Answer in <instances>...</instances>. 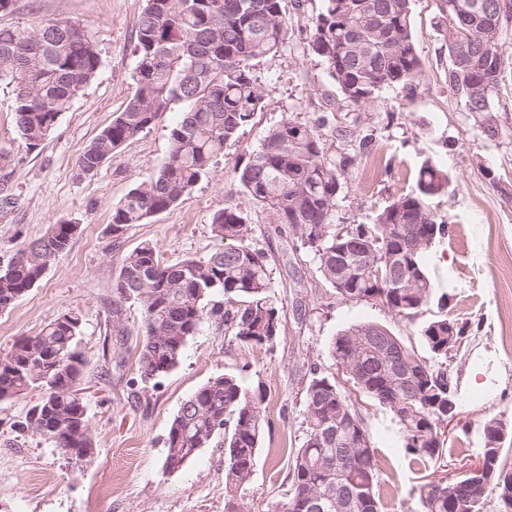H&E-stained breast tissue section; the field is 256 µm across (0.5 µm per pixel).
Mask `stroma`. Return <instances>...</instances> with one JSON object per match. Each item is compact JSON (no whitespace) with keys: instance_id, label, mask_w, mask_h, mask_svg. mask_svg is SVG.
<instances>
[{"instance_id":"35a3bbf8","label":"stroma","mask_w":512,"mask_h":512,"mask_svg":"<svg viewBox=\"0 0 512 512\" xmlns=\"http://www.w3.org/2000/svg\"><path fill=\"white\" fill-rule=\"evenodd\" d=\"M288 38L261 60L257 73L266 91L252 125L240 132L194 190L171 209L142 224L112 233V209L169 154V130L181 115L171 106L149 130L128 142L95 175L78 173V158L121 112L135 92V29L145 0H14L0 26L34 31L51 19L84 26L100 50L101 63L55 128L27 148L14 119L13 93L0 84V268L26 242L62 222L78 225L68 249L8 311L0 312V351L32 336L55 317L80 313L88 357L80 381L95 444L91 461L77 468L35 435H18L17 422L34 396L0 402V512H224V450L211 444L180 469L164 460L169 425L181 402L210 379L232 374L265 393L267 426L245 501L248 512H271L286 488L290 452L303 442V396L311 367L335 378L355 401L385 467L393 494L383 512H422L420 478L430 471L454 477L477 465L483 446L478 430L493 416L512 422V356L498 348L493 325L500 305L512 300V279L492 274L494 256L512 255V73L503 83L496 117L499 138L481 139L470 113L449 90L444 0H412L414 34L422 76L414 94L384 89L369 107H342L323 64L307 48L308 23L320 0H284ZM324 119L326 158L352 157L339 194L334 223L369 224L390 201L414 190L416 174L432 161L448 184L432 207L448 224L445 238L427 257V269L447 308L432 304L411 318L386 306L345 301L321 274L287 225L243 195L237 173L250 160L266 130L282 119ZM368 148H361L363 137ZM235 206L248 215L250 240L274 256L271 298L280 333L270 348L236 340L206 322L191 336L178 367L141 382L137 357L145 339L140 304L112 312V284L122 256L145 241L156 243L166 263L203 257L215 247L214 213ZM449 313L469 324V338L448 365L459 394L485 395L459 404L444 429L450 456L419 465L400 451L401 434L391 413L360 393L336 364L331 342L353 324L388 328L415 351H423V325Z\"/></svg>"}]
</instances>
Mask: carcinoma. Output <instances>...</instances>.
<instances>
[{"instance_id":"obj_1","label":"carcinoma","mask_w":512,"mask_h":512,"mask_svg":"<svg viewBox=\"0 0 512 512\" xmlns=\"http://www.w3.org/2000/svg\"><path fill=\"white\" fill-rule=\"evenodd\" d=\"M283 0H145L135 32L133 96L80 154L78 171L96 174L126 143L151 128L169 105H183L169 131L168 160L137 183L112 210V235L175 206L205 176L224 147L252 124L265 89L255 63L275 54L288 37ZM412 0H321L311 18L309 50L324 65L341 100L354 109L374 103L392 86L412 87L422 61L412 24ZM449 28L448 87L470 112L479 135L494 139L490 114L512 56L501 35L512 21V0H445ZM100 53L92 35L66 19L32 33L0 26V82L13 86L16 125L30 147L38 146L96 76ZM319 126L283 119L270 127L238 173L244 196L266 211L271 223L300 236L323 277L345 301L377 302L411 318L433 302L435 286L425 256L447 229L431 208L448 176L431 161L419 168L416 188L392 200L371 224L336 229L343 170L325 161ZM220 245L203 258L165 263L145 242L126 253L113 282V302L132 299L143 311L145 339L138 356L140 377L158 379L176 368L189 337L208 320L224 323L235 339L270 346L280 328L270 299L275 260L248 243L247 214L226 207L213 215ZM78 225H52L19 247L0 269V312L10 309L66 251ZM419 242L414 248L411 237ZM82 322L68 312L34 336H22L0 352V401L31 392L38 401L21 426L62 450L92 447L84 398L78 385L86 364L80 348ZM454 353L468 339L469 325L446 314L425 324L420 335L428 355L383 340L387 328L359 323L341 330L331 353L359 392L387 409L402 434L403 452L425 463L445 454L441 427L448 394L457 383L448 373V328ZM302 445L292 452L288 489L274 512H300L301 497L322 498L318 512H382L377 449L352 400L336 380L314 375L304 393ZM265 395L233 375L209 380L185 399L166 438V464L174 470L217 437L224 443V512H246L265 424ZM506 431L492 417L483 437ZM495 449L497 462L486 484L467 471L420 483L423 512H512V466Z\"/></svg>"}]
</instances>
